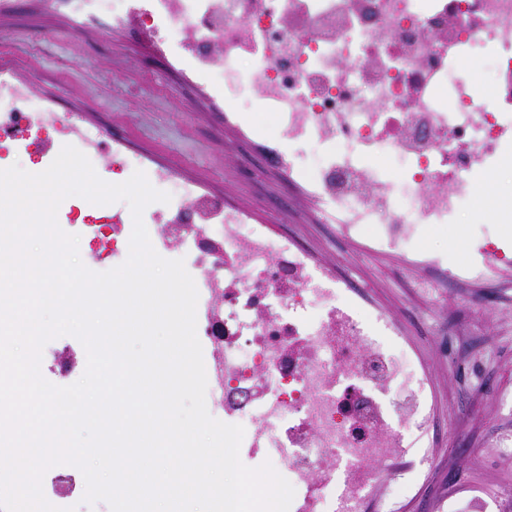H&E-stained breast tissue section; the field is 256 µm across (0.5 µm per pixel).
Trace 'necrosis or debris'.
<instances>
[{
	"label": "necrosis or debris",
	"instance_id": "necrosis-or-debris-1",
	"mask_svg": "<svg viewBox=\"0 0 512 512\" xmlns=\"http://www.w3.org/2000/svg\"><path fill=\"white\" fill-rule=\"evenodd\" d=\"M71 3L78 17L108 9L113 29L162 35L226 122L269 142L270 162L299 189L296 208L313 207L363 253L400 257L436 309L431 335H447L452 305L478 321L504 316L496 293L512 289V247L487 233L452 267L417 242L423 228L455 223L473 176L493 178L494 159L512 147V0ZM477 49L491 61L489 100L455 77ZM244 99L258 102L262 131L240 123ZM50 104L31 83L0 76V151H25L30 130L48 122L94 158L99 133ZM378 153L401 162L400 181L365 163ZM140 169L171 196L143 222L195 281L209 405L243 426L248 457L292 485L289 512H399L416 480L407 434L431 424L429 375L405 340L407 322L323 254L113 146V173ZM91 208L75 201L67 222L102 239L93 261L115 268L128 257L124 219L116 210L90 223Z\"/></svg>",
	"mask_w": 512,
	"mask_h": 512
}]
</instances>
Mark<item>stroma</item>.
<instances>
[{
    "mask_svg": "<svg viewBox=\"0 0 512 512\" xmlns=\"http://www.w3.org/2000/svg\"><path fill=\"white\" fill-rule=\"evenodd\" d=\"M110 23L106 15L76 21L68 10L45 7L43 0H0V62L17 79L34 83L57 111L74 113L84 125L124 141L131 158L172 168L180 179L248 209L256 221L295 235L305 248L341 260L343 273L368 287L371 301L409 319L407 339L430 369L436 416L427 436L409 438L420 472L418 485L401 500L403 512H432L453 488L512 491V460L478 452L501 423L490 394L463 377L448 376L457 358L465 357L477 361L490 387L512 388V322L475 336L449 337L447 350H440L426 325L412 317L414 291L401 277L397 257L361 253L337 236L332 223L290 218L296 189L225 125L223 112L201 88L170 68L159 41L136 30L108 33ZM62 139L57 129L44 127L16 164L43 172L46 157L58 155ZM500 206L512 217V173L504 170L486 206L470 200L457 224L426 231L420 249L464 258L486 216ZM84 491L83 475L74 466H55L44 476L51 504L110 512L103 501L83 504Z\"/></svg>",
    "mask_w": 512,
    "mask_h": 512,
    "instance_id": "1",
    "label": "stroma"
}]
</instances>
